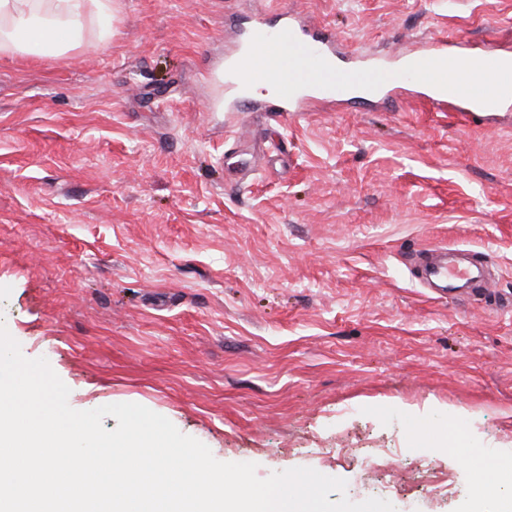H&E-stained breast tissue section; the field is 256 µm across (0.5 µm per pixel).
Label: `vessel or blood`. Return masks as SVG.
<instances>
[{"instance_id": "b4317fda", "label": "vessel or blood", "mask_w": 512, "mask_h": 512, "mask_svg": "<svg viewBox=\"0 0 512 512\" xmlns=\"http://www.w3.org/2000/svg\"><path fill=\"white\" fill-rule=\"evenodd\" d=\"M335 65L333 41L312 33L285 9L273 23L264 13L255 15L233 76L241 86L273 89L264 104L269 112H300L311 99L340 102L359 86L387 97L423 96L465 113L512 106V55L506 53H466L429 41L405 58L373 57L337 78L330 75Z\"/></svg>"}]
</instances>
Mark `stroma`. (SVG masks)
Here are the masks:
<instances>
[{
  "mask_svg": "<svg viewBox=\"0 0 512 512\" xmlns=\"http://www.w3.org/2000/svg\"><path fill=\"white\" fill-rule=\"evenodd\" d=\"M279 8L340 69L432 39L512 52V0H121L109 47L0 57V323L73 409L137 403L219 461L396 512H507L512 110L218 108L225 49ZM448 246L485 287H422Z\"/></svg>",
  "mask_w": 512,
  "mask_h": 512,
  "instance_id": "obj_1",
  "label": "stroma"
}]
</instances>
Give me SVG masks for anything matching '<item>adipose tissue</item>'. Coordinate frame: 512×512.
<instances>
[{
    "label": "adipose tissue",
    "mask_w": 512,
    "mask_h": 512,
    "mask_svg": "<svg viewBox=\"0 0 512 512\" xmlns=\"http://www.w3.org/2000/svg\"><path fill=\"white\" fill-rule=\"evenodd\" d=\"M119 0H0V56L62 57L114 35Z\"/></svg>",
    "instance_id": "obj_1"
}]
</instances>
